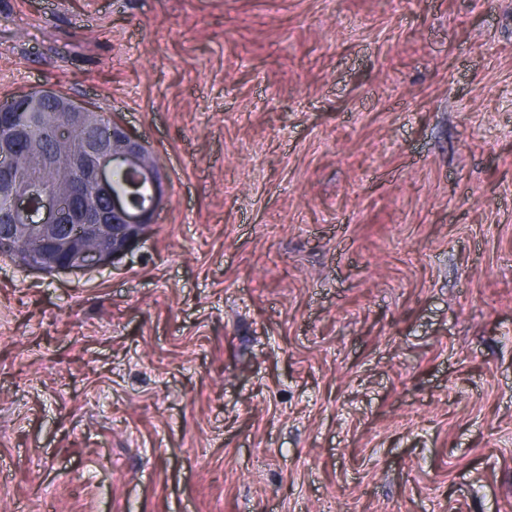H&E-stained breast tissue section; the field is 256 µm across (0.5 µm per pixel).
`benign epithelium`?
Returning <instances> with one entry per match:
<instances>
[{"instance_id":"obj_1","label":"benign epithelium","mask_w":512,"mask_h":512,"mask_svg":"<svg viewBox=\"0 0 512 512\" xmlns=\"http://www.w3.org/2000/svg\"><path fill=\"white\" fill-rule=\"evenodd\" d=\"M68 128L83 131L75 145L63 137ZM36 132L38 167L64 165L80 178L47 184L15 164ZM116 167L133 187L147 188L145 201L112 187ZM165 197L156 157L122 121L105 123L96 110L49 90L14 95L0 106V246L27 267L74 270L113 262L145 234Z\"/></svg>"}]
</instances>
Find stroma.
<instances>
[{"mask_svg":"<svg viewBox=\"0 0 512 512\" xmlns=\"http://www.w3.org/2000/svg\"><path fill=\"white\" fill-rule=\"evenodd\" d=\"M168 185L0 255V512H512V0H0Z\"/></svg>","mask_w":512,"mask_h":512,"instance_id":"35a3bbf8","label":"stroma"}]
</instances>
